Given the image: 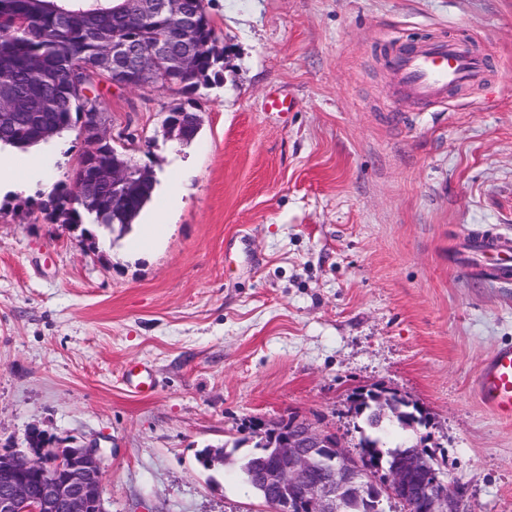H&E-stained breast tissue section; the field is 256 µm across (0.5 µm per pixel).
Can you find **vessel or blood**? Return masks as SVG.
I'll use <instances>...</instances> for the list:
<instances>
[{"label":"vessel or blood","instance_id":"b4317fda","mask_svg":"<svg viewBox=\"0 0 512 512\" xmlns=\"http://www.w3.org/2000/svg\"><path fill=\"white\" fill-rule=\"evenodd\" d=\"M388 63L398 76L404 96L424 105L445 102L450 90L482 85L488 71L485 57L461 40L399 46ZM478 250L494 259L483 269L488 280L512 279V236L481 232ZM126 380L138 394L154 386L147 366L140 363L128 367ZM477 393L495 417L512 420V344L499 346L492 353L477 379Z\"/></svg>","mask_w":512,"mask_h":512}]
</instances>
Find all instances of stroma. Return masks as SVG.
Masks as SVG:
<instances>
[{
  "label": "stroma",
  "instance_id": "1",
  "mask_svg": "<svg viewBox=\"0 0 512 512\" xmlns=\"http://www.w3.org/2000/svg\"><path fill=\"white\" fill-rule=\"evenodd\" d=\"M224 80L186 96L101 85L116 143L158 181L130 230L71 231L41 209L72 185L79 125L0 188V453L32 428L98 448L107 512H265L238 478L242 429L296 415L358 454L350 400L383 388L470 512H512V421L475 383L512 343V285L453 264L512 233V0H204ZM467 37L485 86L400 96L392 45ZM278 95L288 112L269 111ZM203 122L166 141L171 106ZM162 226L147 249L144 225ZM154 389L126 391L128 365ZM226 448L224 468L198 461ZM399 402L400 405L394 406V409L390 412L391 416L388 415V418H395V421L402 428H412V431L414 432V425H422V413L415 405H413L412 411L408 410L410 403L403 398L402 401Z\"/></svg>",
  "mask_w": 512,
  "mask_h": 512
}]
</instances>
